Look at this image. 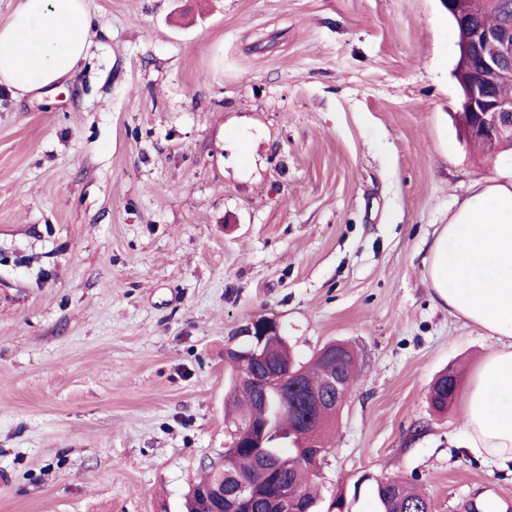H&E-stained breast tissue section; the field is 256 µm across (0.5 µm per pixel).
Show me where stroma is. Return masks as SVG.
<instances>
[{"mask_svg":"<svg viewBox=\"0 0 512 512\" xmlns=\"http://www.w3.org/2000/svg\"><path fill=\"white\" fill-rule=\"evenodd\" d=\"M103 26L43 99L0 86V512H180L235 427L224 350L261 316L296 357L359 371L315 482L419 487L431 512H512L469 454L496 341L426 268L512 153L459 138L440 0H88Z\"/></svg>","mask_w":512,"mask_h":512,"instance_id":"35a3bbf8","label":"stroma"}]
</instances>
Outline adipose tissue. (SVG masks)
I'll list each match as a JSON object with an SVG mask.
<instances>
[{"mask_svg": "<svg viewBox=\"0 0 512 512\" xmlns=\"http://www.w3.org/2000/svg\"><path fill=\"white\" fill-rule=\"evenodd\" d=\"M100 27L85 0H13L0 24V84L33 98L61 87ZM427 274L450 311L497 341L471 379L462 414L473 454L512 462V179L474 185L436 236Z\"/></svg>", "mask_w": 512, "mask_h": 512, "instance_id": "adipose-tissue-1", "label": "adipose tissue"}]
</instances>
